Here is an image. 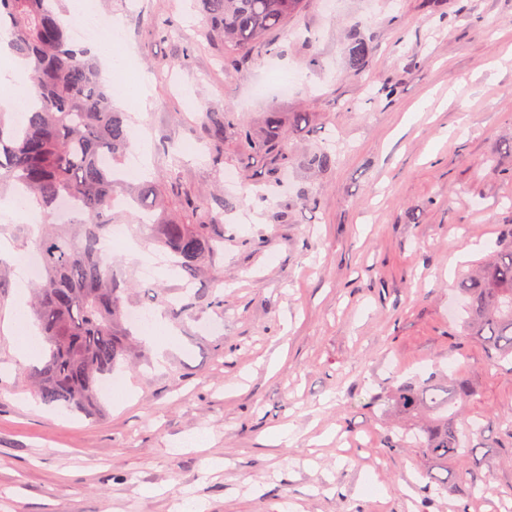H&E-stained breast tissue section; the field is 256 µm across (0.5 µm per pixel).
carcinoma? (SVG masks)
<instances>
[{
	"label": "carcinoma",
	"mask_w": 512,
	"mask_h": 512,
	"mask_svg": "<svg viewBox=\"0 0 512 512\" xmlns=\"http://www.w3.org/2000/svg\"><path fill=\"white\" fill-rule=\"evenodd\" d=\"M213 36L233 51L225 71L236 72L254 52L276 50L271 35L303 12L306 0H197ZM61 0H0V27L12 35L14 53L30 62L33 106L18 128L0 112V186L23 190L39 208L45 230L35 241L40 272L32 283V313L38 327L42 364L27 372L28 382L48 404H59L90 418L103 414V379L136 352L127 318V289L108 264L101 245L115 224L116 200L124 196L128 215L138 219L145 239L166 252L184 275L194 280L213 267L224 249V224L207 202L184 195L182 209L205 220L183 224L167 215L161 193L136 185L112 169L133 144L125 112L114 108L112 87L101 81L87 51L70 41L57 20ZM349 71L361 74L372 62L371 41L354 32L344 43ZM214 146L224 141L230 122L225 111L202 117ZM263 135L240 120L237 140L241 158L262 154L270 160L268 180L277 185L288 164L289 132L279 112L266 113ZM335 159L326 149L301 159L307 169L323 172ZM76 209L66 223L56 214L67 201ZM460 303L452 323L481 341L489 359L512 364V224L505 226L499 249L480 269L459 282ZM474 390L463 379L453 384L428 379L406 382L385 400L406 423L388 434L390 449L422 450L429 479L438 490L454 485L471 496L483 489L475 476L479 448L473 444L480 426L456 427L460 404ZM459 468L441 478L435 469Z\"/></svg>",
	"instance_id": "carcinoma-1"
}]
</instances>
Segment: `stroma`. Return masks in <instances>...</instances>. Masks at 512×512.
Masks as SVG:
<instances>
[{
  "label": "stroma",
  "instance_id": "stroma-1",
  "mask_svg": "<svg viewBox=\"0 0 512 512\" xmlns=\"http://www.w3.org/2000/svg\"><path fill=\"white\" fill-rule=\"evenodd\" d=\"M100 8L127 31L128 77L150 89L146 107L116 103L148 145V181L172 218L181 190L223 209L224 251L195 282L193 313L166 315L169 336L121 372L97 419L31 390L11 329L18 274L0 260V512H174L187 501L205 512H505L512 365L492 366L448 322L461 277L512 224V0H338L331 15L308 0L276 53L230 77L195 0ZM163 17L174 25L160 39ZM354 30L372 41L360 76L342 52ZM287 76L286 97L259 85ZM387 83L396 97L381 95ZM271 109L309 115L290 135L294 158L328 141L336 163L291 169L287 189L258 205L266 159L242 166L230 127L215 156L199 116L228 110L258 128ZM228 169L237 184L225 185ZM304 190L319 206L273 223ZM119 230L141 256L116 245L113 270L130 280L131 304L155 308L156 289L182 281L133 227ZM437 373L475 390L461 418L481 425L483 494L437 492L420 449L382 446L389 423L372 397Z\"/></svg>",
  "mask_w": 512,
  "mask_h": 512
}]
</instances>
